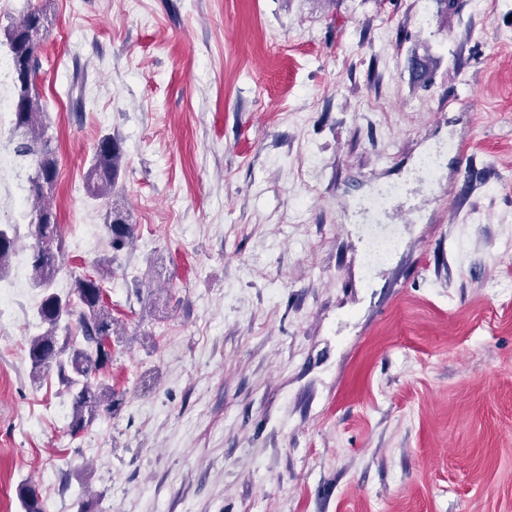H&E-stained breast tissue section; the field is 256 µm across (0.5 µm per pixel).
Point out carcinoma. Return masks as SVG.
Instances as JSON below:
<instances>
[{"mask_svg":"<svg viewBox=\"0 0 512 512\" xmlns=\"http://www.w3.org/2000/svg\"><path fill=\"white\" fill-rule=\"evenodd\" d=\"M45 23L42 9L28 8L18 19L0 27V38L10 52L14 78L13 137L17 151L32 162L28 199L33 203L35 229L29 264L31 287L39 295L37 316L43 331L29 338L27 356L33 377L55 369L60 383L74 390L69 431L77 435L101 413L112 412L117 396L112 385L101 378L102 370L112 362V335L116 330L104 288L112 258L100 259L94 274L74 277L72 293L63 295L56 290L55 281L65 260V243L54 204L59 175L57 147L38 91L39 42L30 39V34L44 28ZM123 163L120 142L106 135L97 144L86 179L90 196L105 205L104 227L115 251L133 238L127 214L112 206ZM17 244L16 231L1 224L0 280L9 273ZM17 495L23 512H45L35 488L22 484Z\"/></svg>","mask_w":512,"mask_h":512,"instance_id":"obj_1","label":"carcinoma"}]
</instances>
